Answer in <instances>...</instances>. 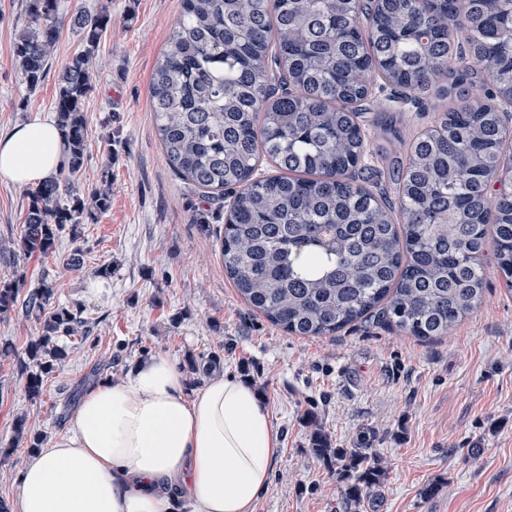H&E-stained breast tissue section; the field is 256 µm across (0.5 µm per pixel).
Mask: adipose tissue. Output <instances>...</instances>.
<instances>
[{
	"instance_id": "ef3b65f1",
	"label": "adipose tissue",
	"mask_w": 512,
	"mask_h": 512,
	"mask_svg": "<svg viewBox=\"0 0 512 512\" xmlns=\"http://www.w3.org/2000/svg\"><path fill=\"white\" fill-rule=\"evenodd\" d=\"M64 148L54 121L0 134V176L19 185L58 173ZM168 357L137 360L118 382L89 388L65 434L28 457L10 512H254L268 487L278 436L267 408L237 377L185 396Z\"/></svg>"
}]
</instances>
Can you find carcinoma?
I'll return each mask as SVG.
<instances>
[{
  "label": "carcinoma",
  "mask_w": 512,
  "mask_h": 512,
  "mask_svg": "<svg viewBox=\"0 0 512 512\" xmlns=\"http://www.w3.org/2000/svg\"><path fill=\"white\" fill-rule=\"evenodd\" d=\"M62 0H30L13 46L24 82L44 81ZM81 47L62 67L54 106L60 173L27 190L17 240L49 257L67 225L111 207L108 179L79 193L87 160L90 65L112 26L108 6L72 19ZM424 112L429 93L457 103L406 143L391 199L369 187L362 117L374 90ZM150 97L169 167L209 198L231 199L220 255L239 294L286 333L332 336L375 319L421 341L446 336L482 302L484 254L512 279V0H183L155 67ZM274 173L256 176L263 159ZM0 283V315L21 306L41 335L19 370L28 396L88 336L80 308L53 304L43 282L19 297ZM16 440L41 442L26 418ZM375 435L331 447L310 423L312 453L346 472L345 507L376 505L384 471Z\"/></svg>",
  "instance_id": "cac0c4a2"
}]
</instances>
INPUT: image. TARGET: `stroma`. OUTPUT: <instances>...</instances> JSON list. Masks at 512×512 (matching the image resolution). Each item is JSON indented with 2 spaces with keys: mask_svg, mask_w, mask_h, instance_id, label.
Wrapping results in <instances>:
<instances>
[{
  "mask_svg": "<svg viewBox=\"0 0 512 512\" xmlns=\"http://www.w3.org/2000/svg\"><path fill=\"white\" fill-rule=\"evenodd\" d=\"M112 26L93 66L85 102L88 156L80 190L112 177V203L95 220L65 228L53 257L20 252L26 189L0 177V280L22 291L53 283L56 304L82 308L92 334L30 398L18 354L39 336L23 312L0 315V504L9 505L30 449L12 447L25 417L45 438L64 432L89 372L121 380L139 358L161 354L199 382L232 374L251 383L279 434L280 452L255 512H343L336 463L315 457L307 417L332 447L376 435L384 471L379 512H512V283L488 270L483 302L448 336L422 342L367 322L328 337L286 334L239 296L219 254L227 205L205 198L166 164L150 103L152 73L181 0H106ZM29 0H0V133L53 118L57 76L79 37L62 25L49 71L28 90L13 43ZM377 160H399L400 141L423 127L414 112L367 104ZM478 456H471V449ZM436 485L432 497L422 494Z\"/></svg>",
  "mask_w": 512,
  "mask_h": 512,
  "instance_id": "35a3bbf8",
  "label": "stroma"
}]
</instances>
